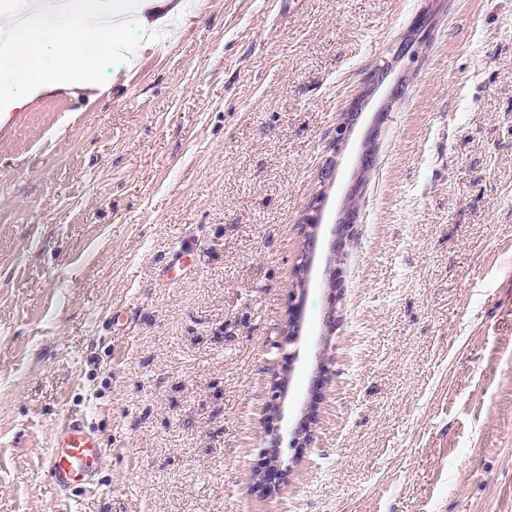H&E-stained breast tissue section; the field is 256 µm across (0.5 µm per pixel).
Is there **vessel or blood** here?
<instances>
[{"label": "vessel or blood", "mask_w": 512, "mask_h": 512, "mask_svg": "<svg viewBox=\"0 0 512 512\" xmlns=\"http://www.w3.org/2000/svg\"><path fill=\"white\" fill-rule=\"evenodd\" d=\"M105 455L95 430L86 420L71 415L53 436L44 470L58 496L71 497L93 486Z\"/></svg>", "instance_id": "obj_1"}]
</instances>
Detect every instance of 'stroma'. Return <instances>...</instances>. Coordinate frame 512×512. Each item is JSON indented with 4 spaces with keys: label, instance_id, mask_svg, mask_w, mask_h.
<instances>
[{
    "label": "stroma",
    "instance_id": "stroma-1",
    "mask_svg": "<svg viewBox=\"0 0 512 512\" xmlns=\"http://www.w3.org/2000/svg\"><path fill=\"white\" fill-rule=\"evenodd\" d=\"M183 2L0 138V512H512V0ZM106 448L86 420L70 415L57 428L44 470L60 497L76 496L94 485Z\"/></svg>",
    "mask_w": 512,
    "mask_h": 512
}]
</instances>
